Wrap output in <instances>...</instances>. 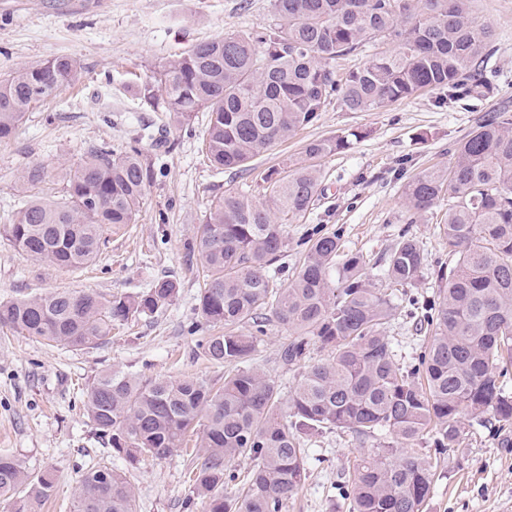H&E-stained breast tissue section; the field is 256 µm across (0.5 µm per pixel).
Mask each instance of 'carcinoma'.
Segmentation results:
<instances>
[{
    "mask_svg": "<svg viewBox=\"0 0 512 512\" xmlns=\"http://www.w3.org/2000/svg\"><path fill=\"white\" fill-rule=\"evenodd\" d=\"M470 0H271L274 21L246 33H226L167 61L142 83L146 103L165 104L181 126L195 112L209 114L206 157L218 170H248L271 146L312 123L335 99L348 112H365L437 91L456 102L489 90L482 69L493 28L470 13ZM390 38L396 48L338 77L337 59ZM76 60L53 56L22 64L0 80V140L12 138L27 112L74 83ZM349 145L337 135L305 146L322 158ZM156 180L154 164L130 145L90 148L65 166L53 201L30 199L6 228L12 245L59 269L92 261L107 225L133 224ZM264 200L246 191L212 199L196 242L203 259L198 293L202 317L224 332L202 344L208 360L226 368L223 383L160 380L114 370L87 392L94 431L133 463L165 459L200 431L188 481L205 512H288L308 479V445L327 430L351 433L365 444L345 474L352 512H423L436 471L408 445L428 439L438 453L454 450L464 423L491 415L512 420V394L503 378L512 367V114L495 113L451 153L448 166L425 170L404 187L409 220L441 201L448 211L439 232L448 246L443 289L412 300L431 339L407 368L384 333L398 298L421 276L427 257L405 236L378 274L393 288L375 286L364 258L346 253L340 237L322 235L308 246L296 275L266 268L288 248L285 225L303 216L321 190L320 171L302 164L260 176ZM179 284L164 277L131 296L50 291L0 301V326L74 349L109 342L112 327L152 316L177 298ZM293 337L277 364L300 378L287 401L253 353L270 320ZM328 352L312 360L311 347ZM250 460L241 476L228 465ZM242 480L233 495L224 487ZM54 476L33 475L0 454V499L28 512L27 498L46 499ZM134 487L103 463L88 470L74 512H137Z\"/></svg>",
    "mask_w": 512,
    "mask_h": 512,
    "instance_id": "cac0c4a2",
    "label": "carcinoma"
}]
</instances>
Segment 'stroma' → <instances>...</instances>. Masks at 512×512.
I'll return each instance as SVG.
<instances>
[{
    "label": "stroma",
    "mask_w": 512,
    "mask_h": 512,
    "mask_svg": "<svg viewBox=\"0 0 512 512\" xmlns=\"http://www.w3.org/2000/svg\"><path fill=\"white\" fill-rule=\"evenodd\" d=\"M471 12L495 32L484 60L494 85L489 93L448 107L439 104L438 93L424 91L366 112L334 102L313 124L255 157L252 170L222 172L201 154L207 113L174 126L164 107L137 98L136 86L198 42L272 22L270 0H0V78L54 55L81 65L75 85L28 112L15 136L0 141V300L55 289L136 294L164 276L180 284L172 305L116 327L108 343L94 348L76 350L0 328V453L15 456L31 473L49 471L55 478L53 495L30 499L29 512H73L83 473L100 460L126 471L138 512H204L184 479L186 451L128 466L94 432L84 401L97 379L114 370L157 379L223 376V365L207 360L201 348L213 329L197 308L202 259L193 243L211 199L241 189L262 196L260 172L302 162L307 143L351 137L348 147L318 160L322 195L303 218L287 224L288 249L275 264L281 276L295 275L310 241L332 232L344 251L362 255L376 274L405 235L427 256L411 294L441 288L437 271L448 248L438 225L446 208L409 223L404 186L427 168L447 165L455 146L485 117L512 110V0H472ZM135 141L154 162L157 179L135 223L104 228L93 263L57 270L7 240L4 229L21 203L59 195L61 163L77 161L93 146L120 151ZM36 165L46 168L43 181L24 182L23 174ZM265 330L255 359L285 398L298 376L277 365L276 353L290 332L274 321ZM385 333L407 364L427 342L402 307ZM313 442L310 477L289 512H350L342 472L354 460L356 439L335 431ZM410 450L440 475L426 512H512V421L470 427L450 455L422 440Z\"/></svg>",
    "instance_id": "35a3bbf8"
}]
</instances>
